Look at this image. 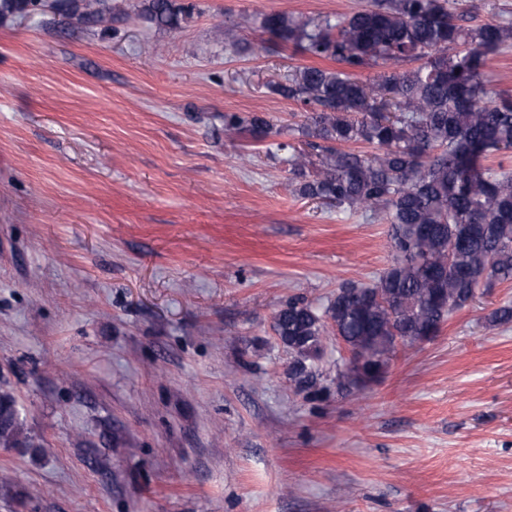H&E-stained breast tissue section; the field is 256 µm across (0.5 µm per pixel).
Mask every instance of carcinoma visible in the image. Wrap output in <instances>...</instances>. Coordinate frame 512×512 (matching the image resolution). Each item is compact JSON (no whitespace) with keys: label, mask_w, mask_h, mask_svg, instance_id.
<instances>
[{"label":"carcinoma","mask_w":512,"mask_h":512,"mask_svg":"<svg viewBox=\"0 0 512 512\" xmlns=\"http://www.w3.org/2000/svg\"><path fill=\"white\" fill-rule=\"evenodd\" d=\"M41 0H0V19L41 10ZM145 18L175 28L179 0H143ZM58 13L87 25L112 23L108 0H56ZM464 0H370L349 15L298 19L267 13L270 38L334 69L304 66L273 91L310 107L288 157L304 198L391 225L393 264L370 286L341 284L321 309L290 297L273 330L292 357L296 388L315 384L327 328L355 355L389 364L398 345L437 335L477 291L512 281V96L490 88L491 56L512 47V22L464 24ZM416 62L418 66L403 69ZM377 68L368 82L357 77ZM264 116L224 115V134L263 139ZM366 143L375 152L348 148ZM319 168L310 171L311 157ZM0 447L20 443L14 401L0 398Z\"/></svg>","instance_id":"carcinoma-1"}]
</instances>
